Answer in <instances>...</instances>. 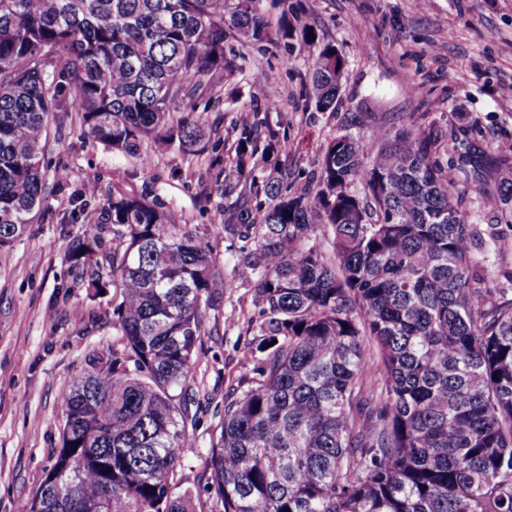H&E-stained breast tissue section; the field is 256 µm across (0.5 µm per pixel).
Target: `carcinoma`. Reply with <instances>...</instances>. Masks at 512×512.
<instances>
[{"label":"carcinoma","mask_w":512,"mask_h":512,"mask_svg":"<svg viewBox=\"0 0 512 512\" xmlns=\"http://www.w3.org/2000/svg\"><path fill=\"white\" fill-rule=\"evenodd\" d=\"M257 2L0 0V255L47 206L56 115L145 167L153 151L199 146L203 126L172 115L189 81L239 69L224 18L246 41L271 39ZM345 69L336 48L319 50L317 109L336 103ZM458 132L463 172L494 180L512 227V165ZM258 142L240 125L237 157ZM442 144L412 127L339 134L300 195L271 171L266 208L240 193L213 225L237 247L229 273L178 213L120 191L92 207L93 192H76L84 223L112 225L114 244L94 234L69 249L93 295L116 289L118 347L64 393L61 444L29 512H194L175 482L190 439L172 391L193 380L202 310L246 273L263 321L211 448L214 512H512V297L472 266ZM323 226L332 262L311 245Z\"/></svg>","instance_id":"cac0c4a2"}]
</instances>
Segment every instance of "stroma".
Wrapping results in <instances>:
<instances>
[{"mask_svg": "<svg viewBox=\"0 0 512 512\" xmlns=\"http://www.w3.org/2000/svg\"><path fill=\"white\" fill-rule=\"evenodd\" d=\"M258 8L273 21L287 14L297 33L246 43L228 32L225 52L240 69L189 99L210 133L196 153L173 148L144 167L91 141L75 116H61L45 165L67 168L70 178L62 185L47 178L44 213L0 265V512H28L60 445L63 393L94 355L112 350V294L89 298L67 259L71 238L88 232L73 191L96 184L98 206L116 189L147 196L177 211L220 265L233 266L234 252L212 227L224 221L215 185L235 162L241 115L259 135L273 128L287 139V150L256 152L248 167L258 178L276 167L292 193L315 185L325 146L345 129L363 137L381 124L441 132L442 159L461 182L465 221L476 231L472 261L489 287L512 295V227L488 206L479 182L464 179L455 141L466 122L495 156H512V0H260ZM306 25L316 44L302 41ZM325 45L344 57L346 70L335 110L321 112L309 74ZM257 72L265 77L258 86ZM203 321L194 379L180 396L194 446L177 479L193 490L195 512H212L211 446L229 390L245 388L250 377L248 344L262 322L250 283L225 289Z\"/></svg>", "mask_w": 512, "mask_h": 512, "instance_id": "obj_1", "label": "stroma"}]
</instances>
